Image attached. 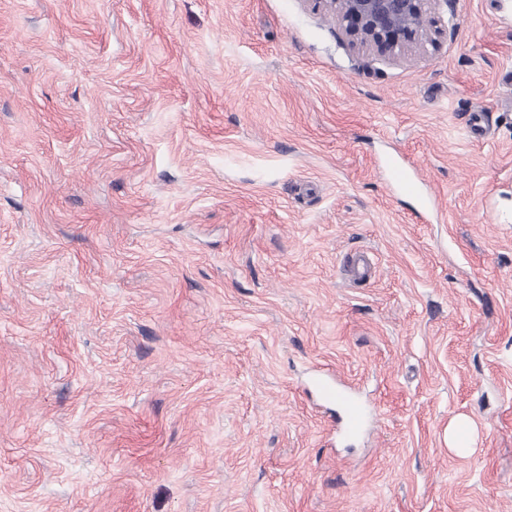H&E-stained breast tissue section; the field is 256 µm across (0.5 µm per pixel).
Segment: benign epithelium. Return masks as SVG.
<instances>
[{"label":"benign epithelium","instance_id":"1","mask_svg":"<svg viewBox=\"0 0 512 512\" xmlns=\"http://www.w3.org/2000/svg\"><path fill=\"white\" fill-rule=\"evenodd\" d=\"M350 45L382 57L398 58L435 46L445 32L433 16L437 0H323Z\"/></svg>","mask_w":512,"mask_h":512}]
</instances>
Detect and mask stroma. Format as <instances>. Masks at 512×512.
<instances>
[{"instance_id":"obj_1","label":"stroma","mask_w":512,"mask_h":512,"mask_svg":"<svg viewBox=\"0 0 512 512\" xmlns=\"http://www.w3.org/2000/svg\"><path fill=\"white\" fill-rule=\"evenodd\" d=\"M436 11L0 0V512H512V0ZM359 51L398 58L413 49L434 47L445 32L440 17L429 16L438 0H319ZM312 385L319 395L328 402H336L343 412L337 420V431L349 438L361 432L365 422V407L362 401L356 398L351 391L342 388L337 381L334 382L328 373L317 376ZM473 424L467 417L455 418L448 425V446L456 453L473 447Z\"/></svg>"}]
</instances>
